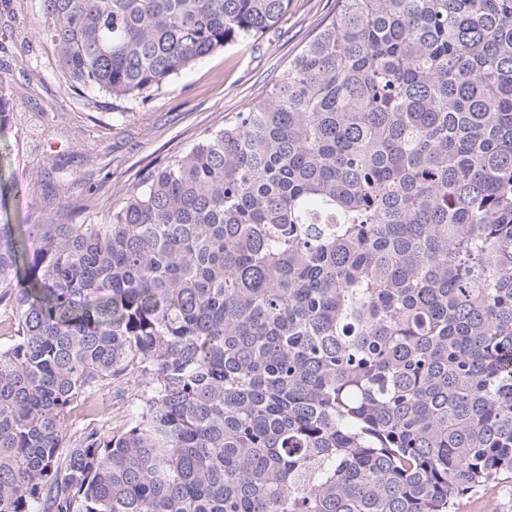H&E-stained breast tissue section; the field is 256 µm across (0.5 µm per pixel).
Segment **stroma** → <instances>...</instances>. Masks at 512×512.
Segmentation results:
<instances>
[{"instance_id": "35a3bbf8", "label": "stroma", "mask_w": 512, "mask_h": 512, "mask_svg": "<svg viewBox=\"0 0 512 512\" xmlns=\"http://www.w3.org/2000/svg\"><path fill=\"white\" fill-rule=\"evenodd\" d=\"M335 11L336 0H291L258 40L218 50L134 101L72 94L41 36L39 0H0V181L12 187L0 222L60 220L84 198L88 222L108 223L121 191L264 96ZM56 170L63 181L46 183Z\"/></svg>"}]
</instances>
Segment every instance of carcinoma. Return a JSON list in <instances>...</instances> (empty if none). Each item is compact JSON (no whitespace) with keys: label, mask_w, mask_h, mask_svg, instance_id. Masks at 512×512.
<instances>
[{"label":"carcinoma","mask_w":512,"mask_h":512,"mask_svg":"<svg viewBox=\"0 0 512 512\" xmlns=\"http://www.w3.org/2000/svg\"><path fill=\"white\" fill-rule=\"evenodd\" d=\"M290 0H40L144 99ZM0 224V512H460L512 479V0H336L107 224ZM126 380L103 432L91 395Z\"/></svg>","instance_id":"cac0c4a2"}]
</instances>
